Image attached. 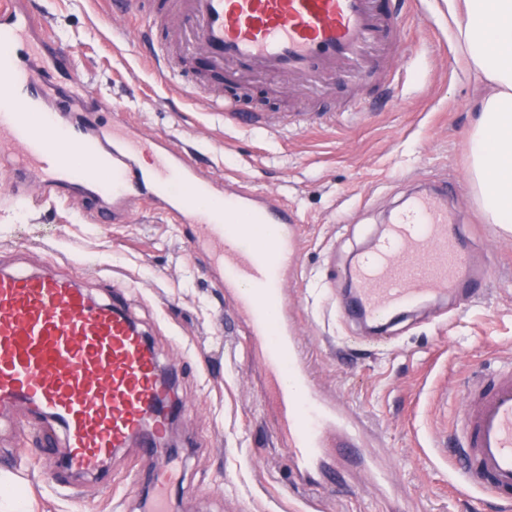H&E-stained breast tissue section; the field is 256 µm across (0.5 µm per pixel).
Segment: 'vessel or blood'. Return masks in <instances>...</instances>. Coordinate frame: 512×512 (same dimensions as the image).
<instances>
[{"instance_id": "1", "label": "vessel or blood", "mask_w": 512, "mask_h": 512, "mask_svg": "<svg viewBox=\"0 0 512 512\" xmlns=\"http://www.w3.org/2000/svg\"><path fill=\"white\" fill-rule=\"evenodd\" d=\"M35 14V0H0V172L11 197L76 200L92 224L118 222L146 199L193 225L189 249L206 255L203 274L236 303L297 475L315 482L365 469L361 428L340 421L319 393L288 316L285 283L299 239L287 207L224 187L168 139L150 142L135 123L111 120V105L87 100L81 75L57 83L67 54ZM110 14L129 22L130 38L165 83L178 76L158 41L162 28L182 61H204L210 73L314 81L338 68L387 79L388 60L410 35L407 17L382 11L377 0H112ZM147 152L149 170L141 165ZM205 200L212 207L204 212ZM346 275L356 294L339 316L378 323L440 293L471 300L484 280L443 194L410 198ZM167 399L156 354L124 305L97 301L51 272L0 270V405L24 403L60 426L70 469L96 472L134 440L158 454ZM451 435L463 483L512 500V366L467 385ZM174 479L172 461L161 457L151 512H166Z\"/></svg>"}]
</instances>
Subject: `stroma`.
Returning <instances> with one entry per match:
<instances>
[{
    "label": "stroma",
    "mask_w": 512,
    "mask_h": 512,
    "mask_svg": "<svg viewBox=\"0 0 512 512\" xmlns=\"http://www.w3.org/2000/svg\"><path fill=\"white\" fill-rule=\"evenodd\" d=\"M37 2L89 97L110 100L146 137L196 152L213 178L288 205L302 238L287 284L296 336L320 393L363 424L366 452L393 479L385 496L355 471L318 487L299 480L262 400L265 375L235 302L202 275V255L188 248L190 225L142 207L121 224H90L74 205L52 201L7 208L0 179V266L70 277L99 300L124 298L161 369L174 373L171 453L180 478L168 497L179 500L178 512H512L452 488L446 451L469 380L512 362V230L487 222L468 181L475 104L487 89L458 46L448 0H386L421 14L391 85L340 72L314 96L293 76L222 80L223 90H244L245 111L305 118L271 130L225 119L207 94L158 81L100 0ZM357 99L365 112H352ZM444 186L454 191L455 222L489 267L481 298H436L379 340L329 312L328 298L347 289L332 271L368 249L412 190ZM68 455L51 421L21 405L0 407V471L17 478L29 512H144L155 456L120 448L102 473L74 474Z\"/></svg>",
    "instance_id": "stroma-1"
}]
</instances>
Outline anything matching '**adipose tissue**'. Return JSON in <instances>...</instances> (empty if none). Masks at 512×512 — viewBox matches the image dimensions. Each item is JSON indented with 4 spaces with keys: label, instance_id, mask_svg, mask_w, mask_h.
<instances>
[{
    "label": "adipose tissue",
    "instance_id": "1",
    "mask_svg": "<svg viewBox=\"0 0 512 512\" xmlns=\"http://www.w3.org/2000/svg\"><path fill=\"white\" fill-rule=\"evenodd\" d=\"M456 39L490 93L478 106L468 179L490 223L512 225V0H448ZM495 15L487 25V15Z\"/></svg>",
    "mask_w": 512,
    "mask_h": 512
}]
</instances>
